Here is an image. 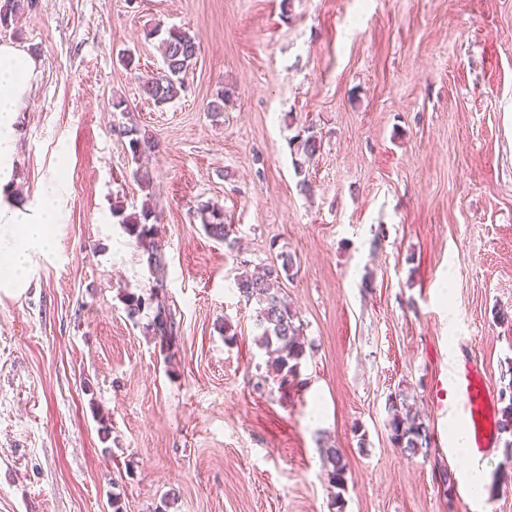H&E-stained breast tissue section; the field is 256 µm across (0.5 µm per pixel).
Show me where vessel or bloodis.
Masks as SVG:
<instances>
[{
    "instance_id": "obj_1",
    "label": "vessel or blood",
    "mask_w": 512,
    "mask_h": 512,
    "mask_svg": "<svg viewBox=\"0 0 512 512\" xmlns=\"http://www.w3.org/2000/svg\"><path fill=\"white\" fill-rule=\"evenodd\" d=\"M448 417L469 432L472 459H484L495 437V403L483 374L468 363L454 364L448 376Z\"/></svg>"
}]
</instances>
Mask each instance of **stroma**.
I'll return each instance as SVG.
<instances>
[{
	"label": "stroma",
	"instance_id": "obj_1",
	"mask_svg": "<svg viewBox=\"0 0 512 512\" xmlns=\"http://www.w3.org/2000/svg\"><path fill=\"white\" fill-rule=\"evenodd\" d=\"M171 28L200 53L158 107L137 76L162 65L150 30ZM2 42L38 59L22 198L56 189L63 219L26 288H0V512H112L115 495L124 512H335L326 442L348 463L344 512H512V435L472 495L433 403L458 356L493 393L512 383V0H38ZM129 125L157 144L146 189ZM308 127L322 147L300 175L288 141ZM117 201L155 209L162 274ZM205 201L241 255L205 233ZM282 252L309 349L300 387L259 389L237 261ZM153 289L175 322L166 352L122 302ZM399 391L432 433L415 455L389 441Z\"/></svg>",
	"mask_w": 512,
	"mask_h": 512
}]
</instances>
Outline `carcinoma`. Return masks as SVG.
Wrapping results in <instances>:
<instances>
[{"label":"carcinoma","mask_w":512,"mask_h":512,"mask_svg":"<svg viewBox=\"0 0 512 512\" xmlns=\"http://www.w3.org/2000/svg\"><path fill=\"white\" fill-rule=\"evenodd\" d=\"M36 8V0H0V28L7 29L17 20ZM158 51L162 58V67L156 76L144 84L145 94L157 106L166 105L183 90L184 75L196 65L199 46L189 33L177 29L167 30L159 39ZM122 134L128 138L132 160L136 164L134 179L144 187H149L152 177L145 160L155 152L156 143L151 137L142 134L135 126L123 127ZM289 145L295 158V166L303 170L304 164L321 150V139L311 129H304L294 136ZM112 215L119 218L125 232L134 238L148 255V263L153 272L164 270V256L155 245V210L145 203L138 212L126 213L119 203L113 204ZM197 217L206 234L224 243L231 253L235 252L236 239L231 237V225L226 223L224 208L210 201L197 206ZM296 267L294 256L287 252L278 255L273 263L249 270V262H240L242 272L235 278L239 297L246 304L254 305V326L257 331L259 348L271 358L273 376H261L256 385L261 387L268 380L279 383L287 389L298 384V369L301 360L307 354V344L303 334V325L297 313L291 309L281 296L284 281L293 276ZM123 304L127 316L134 320L143 311H152V318L146 325L147 333L158 342H171L175 334L171 312L159 301L155 292L149 294L126 292ZM502 407L500 429L512 434V390L500 395ZM389 440L393 447L405 453L416 454L430 444L428 426L417 414L411 413L406 395L392 394L388 397ZM326 465L328 483L337 492L333 504H344L342 493L347 485V462L342 449L333 444L325 445L321 450Z\"/></svg>","instance_id":"1"}]
</instances>
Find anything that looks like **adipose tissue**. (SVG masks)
Listing matches in <instances>:
<instances>
[{
  "label": "adipose tissue",
  "mask_w": 512,
  "mask_h": 512,
  "mask_svg": "<svg viewBox=\"0 0 512 512\" xmlns=\"http://www.w3.org/2000/svg\"><path fill=\"white\" fill-rule=\"evenodd\" d=\"M35 58L12 43L0 44V285L18 287L32 257L52 247L50 229L62 214L53 192H45L34 207L11 194L18 137L17 115L36 72Z\"/></svg>",
  "instance_id": "adipose-tissue-1"
}]
</instances>
